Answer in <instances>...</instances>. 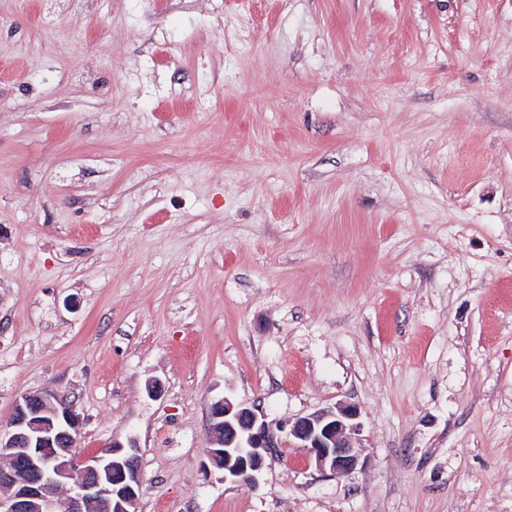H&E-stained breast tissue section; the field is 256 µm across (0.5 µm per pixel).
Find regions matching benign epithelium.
<instances>
[{
    "label": "benign epithelium",
    "mask_w": 512,
    "mask_h": 512,
    "mask_svg": "<svg viewBox=\"0 0 512 512\" xmlns=\"http://www.w3.org/2000/svg\"><path fill=\"white\" fill-rule=\"evenodd\" d=\"M360 412L339 403L296 418L290 443L306 449L320 471L348 474L364 465L353 447ZM80 416L64 396L46 390L18 398L0 425V512H132L142 489L137 446L118 439L93 455L77 451ZM213 444L207 458L224 480L258 485L266 460L282 443V428L227 399L210 410Z\"/></svg>",
    "instance_id": "obj_1"
}]
</instances>
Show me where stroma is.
<instances>
[{
    "mask_svg": "<svg viewBox=\"0 0 512 512\" xmlns=\"http://www.w3.org/2000/svg\"><path fill=\"white\" fill-rule=\"evenodd\" d=\"M46 389L137 512H512V0H0V422ZM224 398L365 465L224 481ZM360 412L351 403H339L335 410H322L296 418L288 424L287 437L297 448H305L319 471L343 475L363 467L353 447V436L359 435Z\"/></svg>",
    "mask_w": 512,
    "mask_h": 512,
    "instance_id": "stroma-1",
    "label": "stroma"
}]
</instances>
